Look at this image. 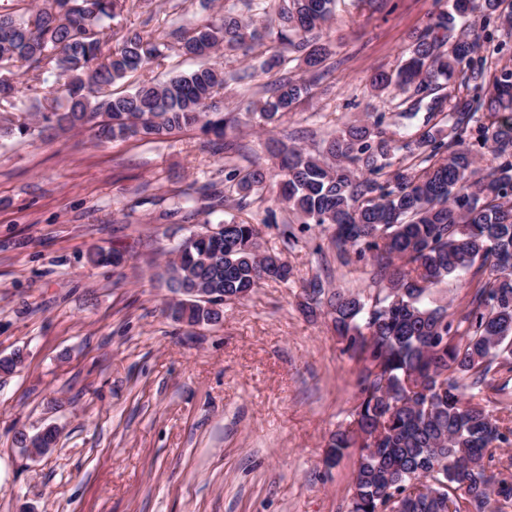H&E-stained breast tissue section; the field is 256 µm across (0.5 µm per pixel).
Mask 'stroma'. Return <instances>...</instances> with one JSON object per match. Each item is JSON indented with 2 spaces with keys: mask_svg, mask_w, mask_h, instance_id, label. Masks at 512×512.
Returning <instances> with one entry per match:
<instances>
[{
  "mask_svg": "<svg viewBox=\"0 0 512 512\" xmlns=\"http://www.w3.org/2000/svg\"><path fill=\"white\" fill-rule=\"evenodd\" d=\"M443 4L339 0L323 31L331 55L321 84L272 128L247 111L281 71L259 73L257 51L214 55L225 72L257 73L229 82L220 100L243 116L240 165L273 170L270 139L314 152L370 110L396 116L394 138L414 135L405 95L373 97L369 81L398 66ZM206 15L201 0H130L105 24L102 50L142 31L143 19L167 29ZM223 181L222 147L196 130L152 142L87 130L0 139V358L25 357L20 371L0 374V512H345L356 458L330 470L323 458L363 364L327 316H306L301 304L316 277L332 291H377L374 266L341 263L314 224L293 225L297 240L285 242L263 222L274 192L242 209L234 193L228 214L258 225L294 278L226 302L219 324L174 321L157 264L210 221L197 188ZM178 206L189 221L171 216ZM95 248L123 253L124 264L91 263ZM49 424L57 447L23 456L18 433Z\"/></svg>",
  "mask_w": 512,
  "mask_h": 512,
  "instance_id": "stroma-1",
  "label": "stroma"
}]
</instances>
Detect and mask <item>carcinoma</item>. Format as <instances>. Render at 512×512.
<instances>
[{"instance_id": "obj_1", "label": "carcinoma", "mask_w": 512, "mask_h": 512, "mask_svg": "<svg viewBox=\"0 0 512 512\" xmlns=\"http://www.w3.org/2000/svg\"><path fill=\"white\" fill-rule=\"evenodd\" d=\"M0 14V100L17 91L14 63L26 66L29 96L24 112L0 126V137L27 138L45 130L96 126L100 139L155 140L174 130L197 129L217 138L239 125L235 112H221L214 97L227 84L224 69L207 58L248 52L268 36L282 50L265 57L267 73L296 55L317 76L330 54L321 31L336 0H278L275 22L267 0L254 3L258 18L244 21L211 15L190 29L177 27L145 38L138 33L103 54L100 32L126 0H48ZM502 0H448L431 18L391 72L371 77L378 93H418L462 76L473 89L494 95L458 102L448 114L450 132L424 118L408 139L387 135V116L367 112L310 154L275 140L273 174L284 203L302 224L327 226L336 255L349 262L374 261L376 276L390 288L375 294L338 291L325 297L321 280L307 285L304 311L316 313L322 299L345 351L367 362L359 396L345 427L326 445L325 462L336 465L358 450L347 512H502L512 503V479L493 470L495 450L512 446V418L493 400H475L483 389L498 395L496 374L512 372V118L497 114L512 103V69H490L475 59L480 35L457 23L480 15L488 26ZM178 49L205 60L163 82L148 76L153 65ZM142 75L132 91L118 90L129 75ZM60 83L64 104L43 111L49 78ZM313 80L281 78L253 111L273 125L310 94ZM488 147L489 164L475 169L471 140ZM410 157L423 167L406 165ZM268 175L245 173L224 163V190L199 188L210 213L224 212L227 193L263 197ZM174 255L159 273L166 288H210L217 296L243 298L267 280L286 284L288 262L262 250L256 225L235 217L193 232L168 250ZM484 270L463 310L430 301L431 290L473 266ZM172 317L189 327L218 323L224 312L178 301Z\"/></svg>"}]
</instances>
